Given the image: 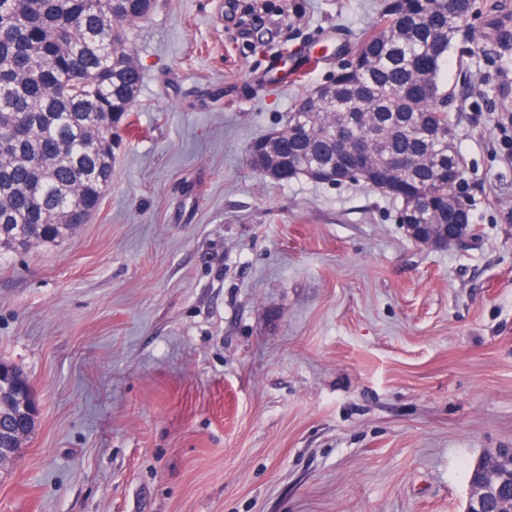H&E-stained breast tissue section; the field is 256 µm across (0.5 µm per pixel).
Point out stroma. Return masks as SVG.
I'll return each instance as SVG.
<instances>
[{"label":"stroma","instance_id":"obj_1","mask_svg":"<svg viewBox=\"0 0 512 512\" xmlns=\"http://www.w3.org/2000/svg\"><path fill=\"white\" fill-rule=\"evenodd\" d=\"M274 2L262 43L233 0H156L99 209L0 255V360L39 407L0 512H463L475 463L512 448V85L454 43L473 232L427 248L365 183L250 166L381 5Z\"/></svg>","mask_w":512,"mask_h":512}]
</instances>
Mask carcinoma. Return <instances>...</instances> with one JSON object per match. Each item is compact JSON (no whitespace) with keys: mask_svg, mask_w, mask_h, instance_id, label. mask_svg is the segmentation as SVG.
<instances>
[{"mask_svg":"<svg viewBox=\"0 0 512 512\" xmlns=\"http://www.w3.org/2000/svg\"><path fill=\"white\" fill-rule=\"evenodd\" d=\"M145 0H0V249L62 239L87 223L112 184V135L130 116L142 69L128 29ZM474 16L485 54L512 59V10L492 0L384 3L379 29L362 35L354 64L321 99L289 112L270 146L249 152L277 181L305 172L349 179L336 152L345 134L368 147L365 184L408 211L411 224H459L448 210L464 160L454 147L443 71ZM430 129L426 139L420 129ZM9 416L0 448L18 444Z\"/></svg>","mask_w":512,"mask_h":512,"instance_id":"obj_1","label":"carcinoma"}]
</instances>
